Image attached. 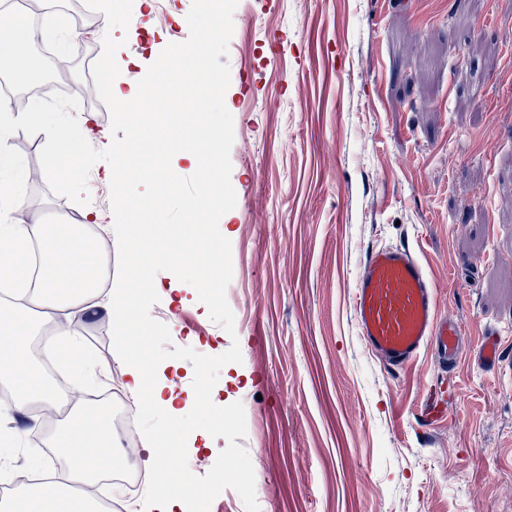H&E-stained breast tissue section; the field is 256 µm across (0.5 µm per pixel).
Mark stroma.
I'll list each match as a JSON object with an SVG mask.
<instances>
[{"mask_svg":"<svg viewBox=\"0 0 512 512\" xmlns=\"http://www.w3.org/2000/svg\"><path fill=\"white\" fill-rule=\"evenodd\" d=\"M191 0L144 6L116 54L120 89L136 91L167 44L189 37ZM229 43L237 202L220 220L233 278L235 335L195 291L154 280L158 307L186 315L205 355L239 342L215 404L241 402L260 512H512V375L462 360L441 370L430 349L403 368L363 346L355 279L384 245L413 251L437 285L441 314L477 344L502 331L512 362V0H239ZM100 16L67 54L65 100L46 110L110 132L99 98L84 99L101 52ZM30 101L11 66L0 81ZM14 112L9 147L26 172L9 222L79 218L39 162L46 135ZM8 454L58 464L55 424L0 406ZM37 435L40 447L23 444Z\"/></svg>","mask_w":512,"mask_h":512,"instance_id":"35a3bbf8","label":"stroma"}]
</instances>
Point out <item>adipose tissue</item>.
<instances>
[{
  "label": "adipose tissue",
  "mask_w": 512,
  "mask_h": 512,
  "mask_svg": "<svg viewBox=\"0 0 512 512\" xmlns=\"http://www.w3.org/2000/svg\"><path fill=\"white\" fill-rule=\"evenodd\" d=\"M34 39L35 31L25 16L0 17V56L26 60ZM29 117L52 141L53 167L70 173L80 171L84 146L91 140L98 142L101 150L112 148L104 134L93 133L82 123L67 122L63 113L45 112L34 104ZM10 134V124L0 122V213L20 204L19 179L13 173L18 161L9 149ZM91 246V239L78 231L72 220L50 226L0 224V284L22 294L20 306H0V375L13 386L17 408L58 404L57 392L30 354L36 324L61 317L79 319L93 309L104 311L114 326V357L124 366L125 390L132 398L149 399L172 424L166 436L151 432L147 441L168 455H179L180 434L173 424L180 411L174 405V384L162 375L155 377L153 384H146L128 332L130 322L137 318L130 301L142 283L120 280L107 296H100ZM53 448L67 464L66 478L42 476L1 504L0 512H102L100 502L87 488L102 470L116 464L111 408L91 410L73 405L54 437ZM159 479L163 490L151 502L150 512H181L184 501L196 493L192 478L182 471L163 470Z\"/></svg>",
  "instance_id": "adipose-tissue-1"
}]
</instances>
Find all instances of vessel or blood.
Returning a JSON list of instances; mask_svg holds the SVG:
<instances>
[{
    "label": "vessel or blood",
    "mask_w": 512,
    "mask_h": 512,
    "mask_svg": "<svg viewBox=\"0 0 512 512\" xmlns=\"http://www.w3.org/2000/svg\"><path fill=\"white\" fill-rule=\"evenodd\" d=\"M353 310L362 343L386 367H404L427 345L448 369L464 354L457 323L440 315L436 286L409 249L384 247L370 254L355 280ZM499 336L488 328L471 353L484 370L502 367Z\"/></svg>",
    "instance_id": "b4317fda"
}]
</instances>
